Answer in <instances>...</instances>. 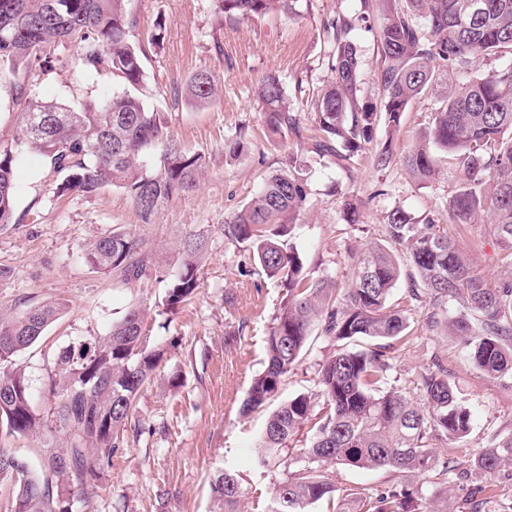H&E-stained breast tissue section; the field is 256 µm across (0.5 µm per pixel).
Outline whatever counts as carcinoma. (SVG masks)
<instances>
[{"mask_svg":"<svg viewBox=\"0 0 512 512\" xmlns=\"http://www.w3.org/2000/svg\"><path fill=\"white\" fill-rule=\"evenodd\" d=\"M129 0H0V86L21 107L14 143L0 142V224H14L16 186L13 170L19 147L38 151L61 176L56 191L93 196L122 188L143 221L159 207L193 190L204 156L190 152L164 132L163 113L137 94L144 80V52L132 40L137 20ZM224 18L291 14L298 0H216ZM364 13L377 12L379 90L376 101L360 97L361 57L355 20L337 16L323 27L330 45L328 61L335 82L310 96L318 124L309 152L349 164L372 142L380 124L400 131L409 104L440 89L420 143L405 165L420 183L441 173L440 159L458 174L448 200V223L477 224L492 215L498 241L512 257V63L475 70L480 58L512 54V0H360ZM69 40L79 43L77 63L84 72L107 68L128 90L75 110L36 100L29 84L35 66L50 59L47 49ZM174 99L202 105L217 95L207 72L172 88ZM258 96L272 137L305 138L300 115L290 110L286 88L276 74L264 76ZM393 139L372 157L387 168ZM246 148L239 130L225 141V156ZM308 180L292 165L267 175L255 194L224 226V235L252 252L253 260L283 287L271 330L264 338L265 369L252 381L242 413L266 406L296 366L314 326L336 347L319 364L318 390L298 394L272 410L257 438V464L283 477L270 497L257 496L252 512H306L321 501L334 512H448V499L436 489L448 483V443L468 437L474 415L457 398L439 363L419 374L414 397L390 380L395 354L411 335V312L427 305L426 320L444 324L469 348L473 365L490 377L512 373V283L487 285L470 272L465 257L448 236L441 218L412 216L400 206L384 217L386 241L398 246L411 266L408 304L392 300L400 277L395 256L376 244L352 256V278L336 291L330 280H311L300 253L285 244L307 204ZM185 258L171 280L164 305L170 311L196 293L206 254L204 239L189 235ZM98 272L125 281L139 280L151 261L148 243L133 232L98 238L86 254ZM456 305L454 316L448 306ZM59 302L15 315L0 311V429L27 435L41 428L34 413L28 379L17 355L34 344L63 313ZM146 309L133 308L112 326L102 342L83 345L58 357L50 392L68 431L66 445L42 450V465L26 467L25 483L14 481L16 455L0 448V490L12 494V512H73L74 501L90 494L104 463L120 447L136 397L157 368L161 353L143 340ZM370 341L363 349L350 344ZM301 444L304 464L289 470V444ZM337 465L384 470L401 480L384 488H341ZM512 467V436L496 439L470 459L480 476ZM244 478L224 469L213 491L224 512H240Z\"/></svg>","mask_w":512,"mask_h":512,"instance_id":"obj_1","label":"carcinoma"}]
</instances>
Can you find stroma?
Listing matches in <instances>:
<instances>
[{"label": "stroma", "instance_id": "1", "mask_svg": "<svg viewBox=\"0 0 512 512\" xmlns=\"http://www.w3.org/2000/svg\"><path fill=\"white\" fill-rule=\"evenodd\" d=\"M128 8L139 20V33H159L143 60V98L164 112L171 139L204 155V176L194 190L165 204L145 223L118 188L96 196L57 195V177L42 157L22 151L15 184L17 209L26 218L0 226V310L20 313L58 301L65 311L16 358L29 379L32 407L42 427L26 436H0V448L36 469L41 448L62 446L67 433L56 420L55 399L48 391L59 355L103 340L130 309L144 306L150 310L147 344L163 350V360L140 390L123 446L106 465L96 490L74 512H224L213 485L225 465L244 475L253 494H269L277 479L275 473L255 468L251 453L268 409L244 416L240 407L252 379L264 369V338L281 297L279 283L266 277L246 248L225 237V224L267 174L287 169L289 158L297 157L306 169L310 196L291 242L309 277L342 287L349 278L351 253L381 242L388 209L400 206L416 216L445 214L456 181L447 166L438 180L423 185L403 164L438 106L431 92L409 107L392 162L384 170L372 165L375 143L344 168L334 158L309 153L306 143L295 138L267 137L256 96L260 79L280 75L291 109L303 123H312L313 114L295 85L317 89L332 82L323 25L339 14L354 15L359 0H299L293 15L272 12L232 21L218 12L215 0H130ZM380 23L378 15H370L354 32L362 60L361 94L372 100L379 96L374 35ZM76 50L73 42L60 47L67 63L40 76L35 97L79 107L124 90L122 79L111 72H81L73 62ZM201 71L220 82L219 97L205 106L184 98L172 101L173 85ZM241 127L248 134L247 149L239 159L225 161L224 139ZM350 200L359 201L357 213L346 210ZM129 230L152 246L147 276L125 283L86 262L88 246L100 236ZM193 231L208 239L200 288L178 313L170 314L162 302L181 267L180 242ZM450 233L468 256L471 271L490 285L512 272L489 221L465 230L454 227ZM413 319L392 378L399 389L413 392L419 374L442 360L458 397L472 411L470 435L448 451V506L451 512H469L476 481L469 470L471 456L493 438L512 435V375L490 378L479 372L464 345L427 325L425 309H416ZM332 352L324 337L312 335L277 401L314 392L318 365Z\"/></svg>", "mask_w": 512, "mask_h": 512}]
</instances>
